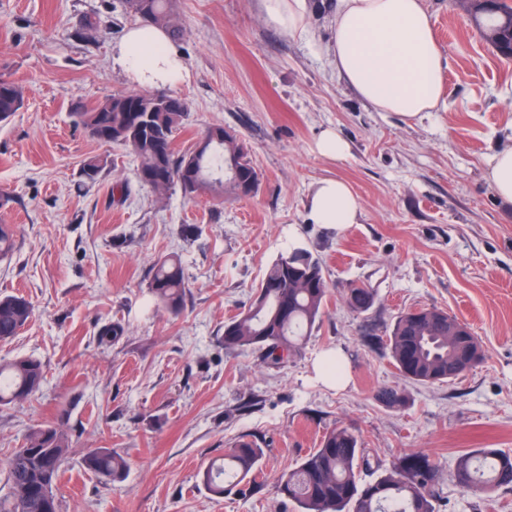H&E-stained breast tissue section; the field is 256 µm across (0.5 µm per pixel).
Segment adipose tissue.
I'll use <instances>...</instances> for the list:
<instances>
[{
	"mask_svg": "<svg viewBox=\"0 0 512 512\" xmlns=\"http://www.w3.org/2000/svg\"><path fill=\"white\" fill-rule=\"evenodd\" d=\"M261 9L284 35H307L308 0H261ZM113 57L139 85L173 86L187 76L167 33L154 26L128 29ZM333 61L348 85L379 111L412 119L439 102L440 51L422 0H336ZM307 210L312 223L339 233L357 223L360 204L348 183L327 178L311 187Z\"/></svg>",
	"mask_w": 512,
	"mask_h": 512,
	"instance_id": "adipose-tissue-1",
	"label": "adipose tissue"
}]
</instances>
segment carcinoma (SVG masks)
<instances>
[{"label":"carcinoma","mask_w":512,"mask_h":512,"mask_svg":"<svg viewBox=\"0 0 512 512\" xmlns=\"http://www.w3.org/2000/svg\"><path fill=\"white\" fill-rule=\"evenodd\" d=\"M127 13L152 26L164 28L174 39L184 35L172 21L173 0H122ZM459 5L475 15L486 38L503 56L512 30V6L497 3L493 11H479L471 0ZM24 104L22 89L0 76V122L9 120ZM78 122L98 141L117 144L138 159V183L163 194L179 186L185 194L213 193L241 196L247 183L260 184L250 148L234 134L183 153L176 151L174 133L187 116L186 102L165 92L117 93L81 112ZM104 168L99 157L86 159L81 175L94 182ZM16 226L0 224V261L16 248ZM156 305L177 314L184 309L187 289L179 256L169 254L153 265L149 283ZM329 292L323 267L304 250L282 255L266 269L247 310L224 322V347L259 354L262 362L280 367L298 357L324 313ZM375 302L365 283L347 289L345 303L363 314ZM33 315L22 296L0 295V342L14 339ZM458 319L435 307L401 313L386 341L392 364L409 381L433 385L463 374L474 365L476 345L454 342ZM43 364L32 357L0 363V407L32 399L41 391ZM377 398L388 407L400 406L405 396L395 387L381 389ZM25 448H16L6 468L7 492L0 495V512H59L58 500L42 498V489L56 483L72 452L65 426L47 422L24 436ZM261 450L239 441L201 471L205 488L222 497L236 483L251 476ZM86 470L117 483L125 479L127 460L110 448H95L82 458ZM449 477L465 492L512 489V454L497 448H472L460 454ZM443 479L438 466L424 452L401 456L382 469L372 461L349 429L326 432L314 449L277 481L278 493L293 501L298 512H436V486Z\"/></svg>","instance_id":"carcinoma-1"}]
</instances>
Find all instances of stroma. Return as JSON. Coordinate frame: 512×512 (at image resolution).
Masks as SVG:
<instances>
[{
	"mask_svg": "<svg viewBox=\"0 0 512 512\" xmlns=\"http://www.w3.org/2000/svg\"><path fill=\"white\" fill-rule=\"evenodd\" d=\"M310 34L291 38L265 20L259 0H176L185 35L174 46L187 79L170 92L188 105L175 135L185 151L207 128L244 139L262 175L256 195L217 201L175 189L160 196L136 179L138 162L74 122L76 108L138 86L112 60L137 25L120 0H0V74L24 104L0 123V223L17 249L0 263V293L27 298L34 316L0 360L40 359L32 400L0 409V487L24 435L64 418L72 452L56 494L61 512H297L279 475L336 426L350 428L381 466L427 453L444 475L437 512H512V491L466 493L448 477L473 448L512 453V204L485 178L512 145V59L503 58L452 0H424L438 43L442 94L408 120L377 110L337 74L333 22L312 0ZM93 29H86V22ZM344 158L320 154L325 129ZM106 160L96 185L83 160ZM345 180L357 223L336 234L307 219L311 186ZM129 194H112L115 183ZM307 250L330 298L302 354L281 367L224 347V322L248 307L278 257ZM178 254L189 288L184 310L155 306L149 271ZM363 282L372 308L351 313L345 294ZM436 307L469 326L485 361L465 376L424 386L400 377L384 348L397 316ZM125 329L102 344L106 324ZM346 359L347 380L326 382L316 362ZM398 387L403 405L377 400ZM262 455L255 473L214 498L200 472L241 438ZM109 448L129 465L112 483L83 455Z\"/></svg>",
	"mask_w": 512,
	"mask_h": 512,
	"instance_id": "obj_1",
	"label": "stroma"
}]
</instances>
